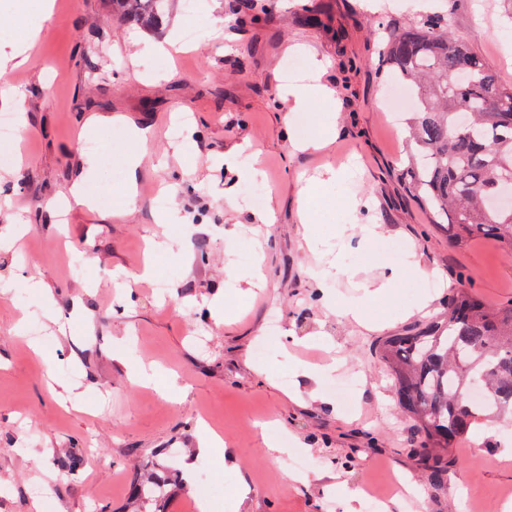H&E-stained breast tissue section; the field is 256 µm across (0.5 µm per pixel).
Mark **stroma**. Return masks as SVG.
Returning a JSON list of instances; mask_svg holds the SVG:
<instances>
[{"label": "stroma", "mask_w": 512, "mask_h": 512, "mask_svg": "<svg viewBox=\"0 0 512 512\" xmlns=\"http://www.w3.org/2000/svg\"><path fill=\"white\" fill-rule=\"evenodd\" d=\"M185 2L170 0L162 26L145 32L118 21L112 0H60L49 18L42 0H0V52L38 32L27 65L0 77V86L27 90L12 111L17 155L0 160V239L14 242L0 252V512H126L133 476L163 448L180 449L188 483L169 512H197L202 469L224 488L216 512H344L345 483L362 487L360 512H372L374 499L408 512L398 477L421 512H498L512 491V439L502 426L475 427L458 441L448 489L436 491L374 353L425 321L416 310L422 296L433 297L434 315L451 288L491 306L512 304V257L488 240L452 241L401 180L407 132L386 100L403 84L383 70L379 49L390 32L442 11L453 36L512 86V0H382L376 14L362 0H255L247 14L230 13L228 0H196L202 24L193 49L160 64L157 43L187 26ZM295 44L326 60L337 105L293 114L285 125L277 87ZM180 115L187 122L175 136ZM93 116L105 124L89 125ZM332 122L338 133L328 147L293 149ZM137 128L149 131L140 179L149 191L101 219L99 197L122 201ZM242 142L241 169L264 172L257 204L244 194L258 182L224 167L225 151ZM340 168L341 180L327 178ZM80 170L88 205L70 207L66 220L49 218L47 202L67 204ZM309 180L318 230L311 246L297 218V191ZM161 194L164 210L155 205ZM354 197L369 201V213L353 211ZM269 210L275 222L259 223ZM367 217L387 232L365 249L358 226ZM150 239L160 244L153 279L134 283L126 298L118 279L138 273ZM394 242L402 261L415 254L437 270V287L404 278L388 297L365 295L361 281L388 265ZM256 266L262 287L242 293L230 271ZM32 280L50 299L29 288ZM15 283L24 293L2 292ZM325 291L360 307L365 324L328 308ZM34 321L52 338L37 353L17 330ZM289 330L324 338L291 347ZM119 342L121 363L112 358ZM335 359L339 369L320 383L325 402L288 399L299 363ZM141 362L175 372L186 395L131 382L128 368ZM205 425L234 463L197 453ZM283 436L287 451L270 458L266 441ZM74 454L82 457L75 469ZM298 457L307 469L293 467ZM331 468L338 478L318 481ZM38 482L47 493L36 499ZM243 484L250 492L242 500Z\"/></svg>", "instance_id": "1"}]
</instances>
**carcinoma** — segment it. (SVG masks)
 <instances>
[{
    "instance_id": "carcinoma-1",
    "label": "carcinoma",
    "mask_w": 512,
    "mask_h": 512,
    "mask_svg": "<svg viewBox=\"0 0 512 512\" xmlns=\"http://www.w3.org/2000/svg\"><path fill=\"white\" fill-rule=\"evenodd\" d=\"M167 0H112L118 20L142 28L162 22ZM434 12L404 26L381 49L382 64L417 86L409 118L414 152L402 170L409 191L453 240L484 237L512 255V210L486 207L474 192L512 178V86L447 31ZM420 442L430 483L448 489L453 447L479 424L512 414V305L494 308L460 288L442 314L410 325L375 348ZM172 465H154L131 482L134 512H163Z\"/></svg>"
}]
</instances>
